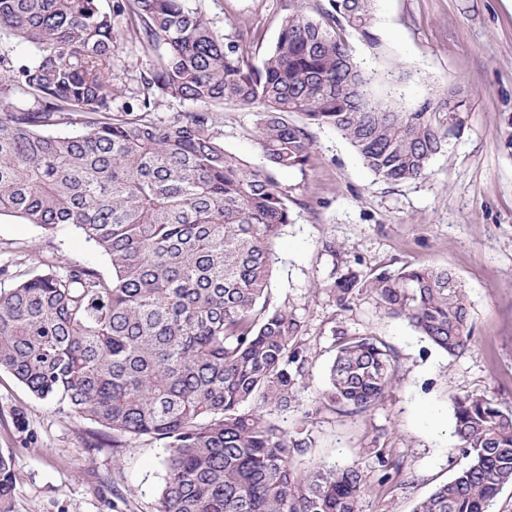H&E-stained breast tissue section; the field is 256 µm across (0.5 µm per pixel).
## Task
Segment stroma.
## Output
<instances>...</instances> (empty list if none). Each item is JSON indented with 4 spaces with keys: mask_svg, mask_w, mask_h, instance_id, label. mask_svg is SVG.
I'll return each instance as SVG.
<instances>
[{
    "mask_svg": "<svg viewBox=\"0 0 512 512\" xmlns=\"http://www.w3.org/2000/svg\"><path fill=\"white\" fill-rule=\"evenodd\" d=\"M292 0H190L222 34L243 35L252 63L275 42ZM112 109L137 106L157 60L132 31L127 13L112 15ZM372 51L342 37L363 66L379 74L407 69L400 103L417 108L431 89L468 90L466 128L439 154L427 178L393 184L375 177L328 126H310L314 153L305 171H281L293 222L273 244L272 304H287L308 323V374L294 408L278 414L294 431L305 422L311 446L296 469L359 464L373 486L364 512H412L468 463L453 433V400L471 393L512 406V0H377ZM225 148L247 163L263 159L253 130L256 109L217 108ZM77 263L111 278L105 256L73 227L48 234L16 217L0 218V290L8 291L45 258ZM451 268L470 304L474 340L451 357L371 299L338 313L320 287L334 272L404 266ZM345 322L372 331L399 357L395 388L372 413L313 411L335 354L333 330ZM403 464L378 485L375 447ZM0 452L13 458V512H156L164 484V444L128 440L112 463V433L31 395L0 370Z\"/></svg>",
    "mask_w": 512,
    "mask_h": 512,
    "instance_id": "35a3bbf8",
    "label": "stroma"
}]
</instances>
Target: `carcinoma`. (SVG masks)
Segmentation results:
<instances>
[{"label":"carcinoma","mask_w":512,"mask_h":512,"mask_svg":"<svg viewBox=\"0 0 512 512\" xmlns=\"http://www.w3.org/2000/svg\"><path fill=\"white\" fill-rule=\"evenodd\" d=\"M337 25L373 48L375 0H329ZM143 48L165 45L146 89L195 110L160 125L153 99L112 112V10L100 0H0V35L29 48L0 55V217L47 233L78 229L112 278L72 264L33 272L0 294V369L34 396L120 438L164 441L157 512H363L367 473L353 464L299 472L311 440L283 429L309 362L307 323L273 306L272 246L292 223L274 171L305 170L308 128L329 126L366 168L394 184L423 179L458 138L468 92L455 86L413 110L379 98L340 36L294 0L275 44L252 64L186 0H121ZM258 107L264 163L224 147L211 106ZM297 113L302 122L291 123ZM322 291L340 313L366 296L455 356L473 338L470 306L449 268L353 267ZM316 410L373 411L397 380V354L338 324ZM468 465L413 512H487L512 484V409L485 393L453 401ZM13 460L0 453V512H13Z\"/></svg>","instance_id":"carcinoma-1"}]
</instances>
